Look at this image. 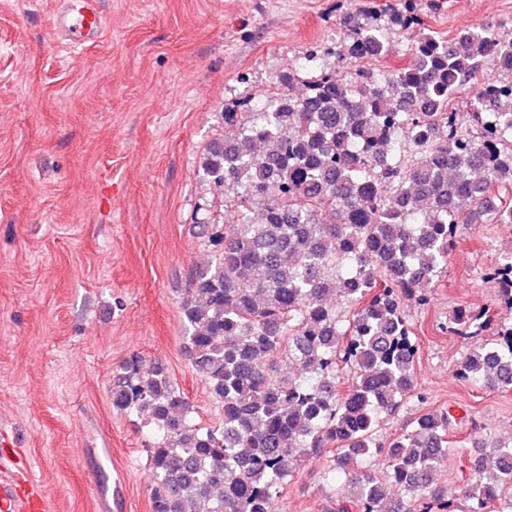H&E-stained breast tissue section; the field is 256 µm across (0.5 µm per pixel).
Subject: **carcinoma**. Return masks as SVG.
I'll return each instance as SVG.
<instances>
[{
  "instance_id": "carcinoma-1",
  "label": "carcinoma",
  "mask_w": 512,
  "mask_h": 512,
  "mask_svg": "<svg viewBox=\"0 0 512 512\" xmlns=\"http://www.w3.org/2000/svg\"><path fill=\"white\" fill-rule=\"evenodd\" d=\"M421 0L399 24L415 31L408 64L367 63L392 49L390 23L369 13L330 45L309 47L254 112H222L202 180L234 220L202 222L211 268L180 301L193 370L221 407L197 422L165 368L139 356L112 383V407L149 428L151 512H269L304 463L334 449L323 476L346 478L340 512H512V441L490 445L475 479L450 497L437 488L454 416L426 412L411 429L377 435L382 415L417 389V341L407 303L429 305V285L474 224H512V32L504 24L431 29ZM334 56L347 79L315 65ZM490 66L494 76L482 77ZM469 127L450 103L467 85ZM481 278L512 310V261ZM460 308L448 332L487 327ZM471 348L457 377L512 386V326ZM289 361L296 373L284 375ZM405 498L388 508L391 488Z\"/></svg>"
}]
</instances>
